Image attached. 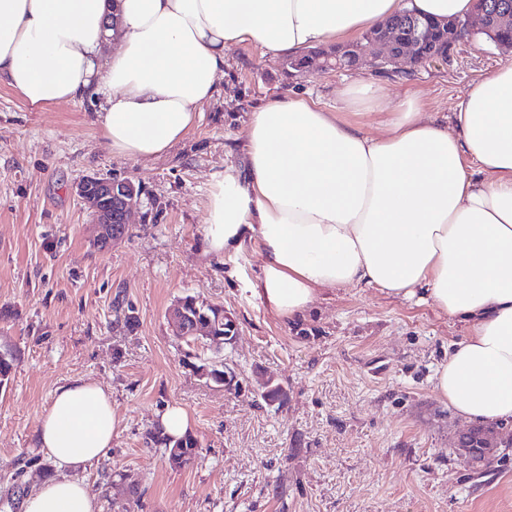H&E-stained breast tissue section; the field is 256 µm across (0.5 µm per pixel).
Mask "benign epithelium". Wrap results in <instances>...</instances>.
<instances>
[{"label": "benign epithelium", "instance_id": "benign-epithelium-1", "mask_svg": "<svg viewBox=\"0 0 512 512\" xmlns=\"http://www.w3.org/2000/svg\"><path fill=\"white\" fill-rule=\"evenodd\" d=\"M474 12L478 17L480 30L491 32L507 28L512 22V0H474ZM469 21L444 19L440 21L415 22L403 27L397 22L380 26L378 32L365 38V41L349 43L336 50L334 57L344 56L353 66L367 65L381 71L388 65L396 71H409L433 59L448 58L461 31ZM328 54H315L307 62L320 61L324 69H338L341 62L331 63ZM76 194L89 210L93 223L98 226L97 245L106 248L120 240L129 227L131 213L140 206L142 190L130 180L115 178L88 177L76 187ZM171 318L179 336H207L209 321L188 320L183 302L177 301L171 310ZM470 437L480 442L482 458H492L500 447L499 433L493 428L468 429L457 434L454 445L459 448L461 457L474 464L471 450L462 447Z\"/></svg>", "mask_w": 512, "mask_h": 512}]
</instances>
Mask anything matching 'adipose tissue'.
Here are the masks:
<instances>
[{"instance_id":"obj_1","label":"adipose tissue","mask_w":512,"mask_h":512,"mask_svg":"<svg viewBox=\"0 0 512 512\" xmlns=\"http://www.w3.org/2000/svg\"><path fill=\"white\" fill-rule=\"evenodd\" d=\"M407 9L464 18L473 0H0V83L36 108L94 97L113 154L146 160L195 126L229 50L297 56ZM111 38L118 49L99 63ZM358 103L379 115V136L350 120ZM424 108L372 83L334 112L293 93L265 99L243 166L213 176L204 248L221 258L257 243L254 292L278 318L305 316L329 288L432 303L465 329L437 372L439 397L496 423L512 417V61L443 119ZM119 426L109 391L59 386L36 430L57 473L24 512H97L76 474L110 456Z\"/></svg>"}]
</instances>
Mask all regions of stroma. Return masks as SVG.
Masks as SVG:
<instances>
[{
	"label": "stroma",
	"mask_w": 512,
	"mask_h": 512,
	"mask_svg": "<svg viewBox=\"0 0 512 512\" xmlns=\"http://www.w3.org/2000/svg\"><path fill=\"white\" fill-rule=\"evenodd\" d=\"M506 58L473 32L447 61L407 74L312 65L292 77L283 58L239 47L187 136L140 162L106 146L94 98L33 110L1 83L0 350L15 361L0 388V512H23L51 470L35 432L74 379L109 390L120 421L110 458L82 474L100 512H512V447L482 469L466 465L454 439L470 423L435 389L459 323L366 286L323 290L306 318L281 320L252 290L254 243L221 260L202 245L211 176L242 165L265 97L293 92L333 111L344 89L378 81L392 100L417 93L441 117ZM89 176L142 190L128 234L105 249L76 194ZM188 294L236 322L223 356L231 386L199 376L192 363L209 351L168 321ZM270 383L284 402L264 399ZM173 404L199 442L184 468L146 444Z\"/></svg>",
	"instance_id": "obj_1"
}]
</instances>
